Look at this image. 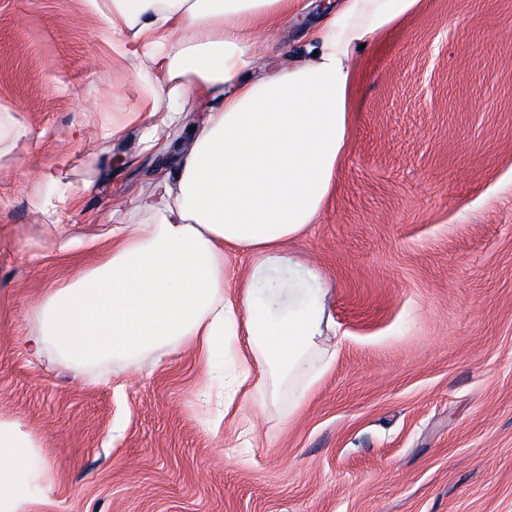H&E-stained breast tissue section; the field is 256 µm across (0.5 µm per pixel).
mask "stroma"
<instances>
[{
    "label": "stroma",
    "mask_w": 512,
    "mask_h": 512,
    "mask_svg": "<svg viewBox=\"0 0 512 512\" xmlns=\"http://www.w3.org/2000/svg\"><path fill=\"white\" fill-rule=\"evenodd\" d=\"M353 127L292 241L329 287L335 358L302 400L269 384L253 438L206 409L189 349L83 367L23 346L33 307L95 265L70 234L132 220L151 103L85 0H0V419L37 447L28 512H512V0H420L352 60ZM320 280H312L309 269ZM290 421H283V414ZM26 132L20 128L10 127L5 129L0 123V164L4 165L11 162L14 158L11 157L13 149L17 143L25 137Z\"/></svg>",
    "instance_id": "stroma-1"
}]
</instances>
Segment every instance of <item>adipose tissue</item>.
<instances>
[{"label": "adipose tissue", "instance_id": "adipose-tissue-1", "mask_svg": "<svg viewBox=\"0 0 512 512\" xmlns=\"http://www.w3.org/2000/svg\"><path fill=\"white\" fill-rule=\"evenodd\" d=\"M417 2L337 0L310 33L307 61L283 65L278 35L302 0H86L151 99L142 152L174 162L135 196L136 221L59 240L58 252L94 250L101 260L36 306L28 353L51 343L78 366L112 357L129 367L187 347L207 366L229 355L239 369L219 391L228 409L245 387L262 398L255 365L312 388L324 372L310 360L324 292H289L287 314L273 317L258 291L284 287L295 268L286 246L316 223L333 189L349 129L351 55ZM191 94L209 103L193 122L184 108ZM176 130L185 134L178 148ZM229 248L251 258L232 293ZM35 465L33 442L0 420V512H27L22 481Z\"/></svg>", "mask_w": 512, "mask_h": 512}]
</instances>
